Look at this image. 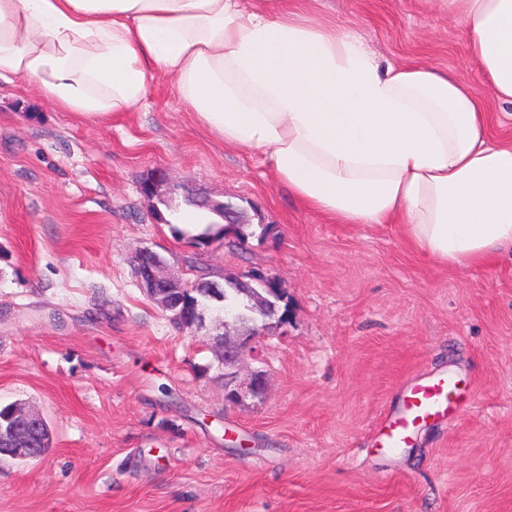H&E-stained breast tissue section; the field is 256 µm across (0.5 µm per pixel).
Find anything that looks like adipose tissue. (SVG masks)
<instances>
[{"label":"adipose tissue","mask_w":512,"mask_h":512,"mask_svg":"<svg viewBox=\"0 0 512 512\" xmlns=\"http://www.w3.org/2000/svg\"><path fill=\"white\" fill-rule=\"evenodd\" d=\"M494 92L453 71L384 64L306 0H0V84L34 81L62 111H132L169 76L196 123L259 153L307 211L395 224L448 268L512 253V0H438Z\"/></svg>","instance_id":"adipose-tissue-1"}]
</instances>
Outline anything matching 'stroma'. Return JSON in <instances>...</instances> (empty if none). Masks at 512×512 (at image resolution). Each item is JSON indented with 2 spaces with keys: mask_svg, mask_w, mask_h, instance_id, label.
<instances>
[{
  "mask_svg": "<svg viewBox=\"0 0 512 512\" xmlns=\"http://www.w3.org/2000/svg\"><path fill=\"white\" fill-rule=\"evenodd\" d=\"M384 62L453 70L482 97L457 25L429 0H310ZM168 182L141 191L153 170ZM242 208L245 242L174 237L181 188ZM175 274H258L288 316L244 352L224 401L204 334L175 330L128 258ZM460 389L404 448L381 444L409 387ZM47 423L38 461H0V512H512V260L451 270L394 224H329L260 155L224 148L157 77L136 111H59L29 79L0 88V405Z\"/></svg>",
  "mask_w": 512,
  "mask_h": 512,
  "instance_id": "1",
  "label": "stroma"
}]
</instances>
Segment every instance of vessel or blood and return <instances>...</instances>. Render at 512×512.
<instances>
[{
  "label": "vessel or blood",
  "mask_w": 512,
  "mask_h": 512,
  "mask_svg": "<svg viewBox=\"0 0 512 512\" xmlns=\"http://www.w3.org/2000/svg\"><path fill=\"white\" fill-rule=\"evenodd\" d=\"M457 400V387L448 379H438L413 386L404 401V411L391 419L382 435L387 448H401L408 444L413 430L427 417L453 410Z\"/></svg>",
  "instance_id": "b4317fda"
}]
</instances>
